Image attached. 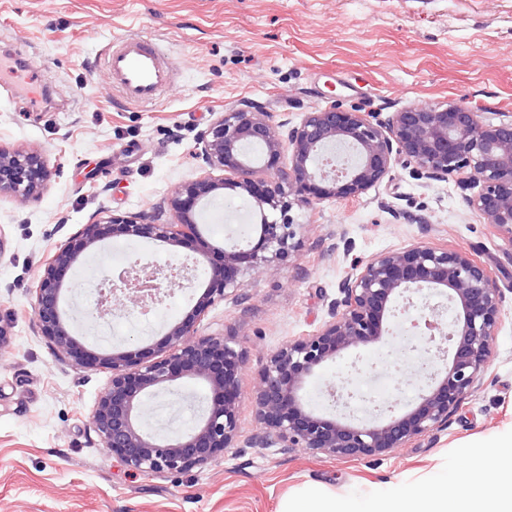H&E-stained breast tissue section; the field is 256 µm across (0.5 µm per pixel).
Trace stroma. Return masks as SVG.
<instances>
[{
  "mask_svg": "<svg viewBox=\"0 0 512 512\" xmlns=\"http://www.w3.org/2000/svg\"><path fill=\"white\" fill-rule=\"evenodd\" d=\"M130 32L163 41L177 65L178 86L159 104L124 101L98 62L108 43ZM0 54L22 55L29 70L46 75L56 103L43 110L29 94L0 89V146L37 149L52 171L39 200L0 196V318L12 336L0 351V512H280L309 488L382 501L394 485L450 497L452 485L435 476L466 469L496 484L494 457L464 449L512 437V243L466 205L455 180L425 186L399 163L359 198L291 209L296 248L268 271L239 273L237 287L197 326L202 335L235 336L246 358L236 445L200 469L138 474L108 453L91 417L109 374L59 359L33 302L42 262L84 224L157 212L178 186L210 175L195 156L196 136L227 108L256 103L294 125L329 105L387 115L454 101L488 117L512 113V0H0ZM250 208L245 193L227 189L193 219L219 246L234 234L225 211ZM412 214L421 223L409 222ZM413 245L466 251L503 295L483 378L447 429L375 457L257 447L265 427L253 388L267 356L324 329L354 260ZM128 247L146 262L191 270L165 299L161 323L139 338L159 346L200 301L222 258L200 262L191 235L173 245L139 238ZM64 282L62 305L78 343L98 353L116 349L93 333L100 321L83 266ZM353 368L363 379L376 370L388 375L383 399L395 414L418 402L416 367L390 334L317 369L305 385L308 402L326 417L341 416L325 395ZM172 390L169 413L161 396H144L147 431L195 426L200 410L192 401L207 398L208 387L181 378Z\"/></svg>",
  "mask_w": 512,
  "mask_h": 512,
  "instance_id": "obj_1",
  "label": "stroma"
}]
</instances>
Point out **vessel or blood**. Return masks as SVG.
<instances>
[{
    "mask_svg": "<svg viewBox=\"0 0 512 512\" xmlns=\"http://www.w3.org/2000/svg\"><path fill=\"white\" fill-rule=\"evenodd\" d=\"M105 66L114 87L130 103L153 105L177 87L176 67L158 42L129 34L112 46Z\"/></svg>",
    "mask_w": 512,
    "mask_h": 512,
    "instance_id": "1",
    "label": "vessel or blood"
}]
</instances>
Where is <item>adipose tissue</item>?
Here are the masks:
<instances>
[{"label": "adipose tissue", "instance_id": "adipose-tissue-1", "mask_svg": "<svg viewBox=\"0 0 512 512\" xmlns=\"http://www.w3.org/2000/svg\"><path fill=\"white\" fill-rule=\"evenodd\" d=\"M499 469L497 487H489L477 476H452L457 491L454 498L436 492L415 494L393 488L388 494L389 512H512V448L494 449ZM281 512H381L374 500L348 497L319 499L315 493L303 494L299 501L284 504Z\"/></svg>", "mask_w": 512, "mask_h": 512}]
</instances>
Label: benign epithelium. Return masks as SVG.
Returning a JSON list of instances; mask_svg holds the SVG:
<instances>
[{
  "label": "benign epithelium",
  "mask_w": 512,
  "mask_h": 512,
  "mask_svg": "<svg viewBox=\"0 0 512 512\" xmlns=\"http://www.w3.org/2000/svg\"><path fill=\"white\" fill-rule=\"evenodd\" d=\"M247 144L262 148L260 165L243 153ZM197 145V156L224 171V177L178 187L170 198L178 223L162 222L159 213L107 221L114 236L173 243L179 240L181 227L192 226L189 207L229 187L252 195L259 222L252 225L247 246L222 248L224 265L212 269L202 300L191 314L169 328L165 347L130 343L99 354L78 346L59 307L62 273L100 241L99 223L83 225L60 246L35 288L36 322L54 352L84 368L110 372L91 417L102 445L129 470L147 475L201 468L233 447L244 357L234 339L198 334L197 322L211 299H222L226 289L237 287L241 269L262 271L289 254L290 240L296 236L289 196L307 204L314 199L358 198L401 161L427 185L456 179L468 207L512 243V114L494 124L461 103L405 106L384 119L378 112L326 106L305 113L290 127L286 120L274 123L270 113L250 102L220 114L200 134ZM284 156L287 167L272 177L258 176ZM48 176L38 151L0 148V194L37 200ZM160 270L159 265L149 273L134 269L115 280L103 273L111 285L97 303L96 316L156 301L160 286L146 284ZM422 288L438 291L458 311L448 327L437 307L423 314L428 340L448 341L452 358L434 374V386L420 395L417 406L387 421L358 422L327 420L307 407L301 391L315 369L344 350L379 341L384 317L391 313L388 304ZM339 293L331 321L321 332L286 344L262 365L253 397L266 435L289 448L374 456L448 427V417L480 380L498 330L502 296L488 270L461 250L417 245L357 263L340 282ZM181 377L200 381L212 392L196 426L189 433L167 437L147 432L137 396L147 389L157 394L168 391Z\"/></svg>",
  "instance_id": "obj_1"
}]
</instances>
